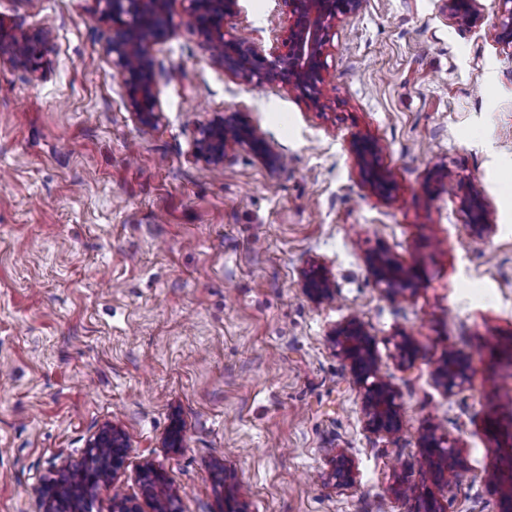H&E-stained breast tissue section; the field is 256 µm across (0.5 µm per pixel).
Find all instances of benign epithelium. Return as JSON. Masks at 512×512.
<instances>
[{
  "mask_svg": "<svg viewBox=\"0 0 512 512\" xmlns=\"http://www.w3.org/2000/svg\"><path fill=\"white\" fill-rule=\"evenodd\" d=\"M101 15L112 23L104 45V53L121 82L122 94L129 112L140 128L153 132L161 124L163 110L156 89V60L153 46L166 41L173 32L171 0H98ZM363 0H288L291 14L288 37L283 49L264 52L247 38L228 34L224 18L235 12L237 0H188V14L204 40L212 63L231 73L237 80L252 85H281L297 93L317 112L328 108L323 94L327 71V45L336 21L357 14ZM447 14L463 28H475L485 21L481 0H443ZM494 36L498 44L512 52V0H494ZM49 40L47 31L18 30L0 15V61L32 71L42 66L39 48ZM236 147L250 149L269 170H278L284 156L270 146L257 129L237 111L216 115L197 128L194 148L198 157L219 166L228 151ZM381 151L378 142L367 136L352 141V153L360 173L373 190L383 192L389 173L377 164ZM461 206L467 216L472 236L484 239L492 230L489 205L474 185H460ZM368 265L375 281L392 296H402L415 285L411 270L382 254L369 258ZM306 291L317 300L331 296L329 282L313 279ZM337 354L350 364L351 372L364 388L367 425L376 433L391 434L402 426L397 392L377 370L375 341L361 322L351 319L332 333ZM401 362L410 361L416 352L413 337L404 333L395 343ZM469 356L458 350L448 351L436 376L450 394L466 388L471 381ZM431 432L421 438L424 461L437 476L460 463V454L450 443ZM130 448L125 433L113 425L102 428L87 445L84 465L76 470L63 466L57 473L69 474L65 484L50 478L39 491L44 512H83V502L102 484L115 480ZM329 479L336 486L352 482L351 461L341 453L331 454ZM141 480L154 496L170 501L163 473L153 466L141 471Z\"/></svg>",
  "mask_w": 512,
  "mask_h": 512,
  "instance_id": "1",
  "label": "benign epithelium"
}]
</instances>
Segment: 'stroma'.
<instances>
[{
  "instance_id": "stroma-1",
  "label": "stroma",
  "mask_w": 512,
  "mask_h": 512,
  "mask_svg": "<svg viewBox=\"0 0 512 512\" xmlns=\"http://www.w3.org/2000/svg\"><path fill=\"white\" fill-rule=\"evenodd\" d=\"M186 8L173 0V34L154 47L164 119L145 134L102 52L97 0H0V15L50 31L47 72L0 63V512H40L41 482L81 465L105 423L132 446L92 512L116 494L155 512L149 463L178 512H417L404 485L441 512H503L489 475L512 478V56L442 0H364L332 32L319 113L212 64ZM288 24L285 0H238L224 20L266 50ZM225 110L285 169L245 148L220 168L197 157V126ZM361 135L382 146L388 196L354 162ZM462 181L490 203L485 239ZM379 252L418 271L406 297L376 284ZM316 269L331 299L305 293ZM353 317L398 394V432L368 429L330 341ZM401 333L418 343L405 366ZM451 347L474 367L455 395L434 377ZM429 432L459 449L447 481L423 461ZM329 448L351 485L329 480ZM141 480L154 496L161 498L165 504L169 503V488L163 473L153 466H146L141 471Z\"/></svg>"
}]
</instances>
